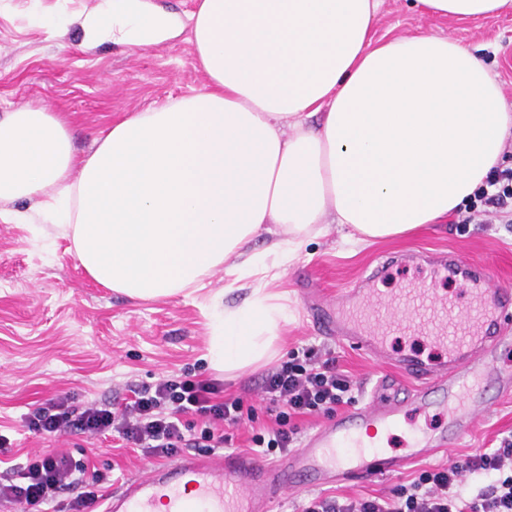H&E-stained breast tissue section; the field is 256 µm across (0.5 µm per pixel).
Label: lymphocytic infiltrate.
<instances>
[{"label": "lymphocytic infiltrate", "mask_w": 512, "mask_h": 512, "mask_svg": "<svg viewBox=\"0 0 512 512\" xmlns=\"http://www.w3.org/2000/svg\"><path fill=\"white\" fill-rule=\"evenodd\" d=\"M121 403L71 405L69 397L50 399L25 417L34 433L91 436L112 433L152 458H168L183 448L211 451L228 444L226 427L254 417L242 398L222 397V385L191 374L164 378L152 386L129 385ZM263 393L276 408L274 425L254 433L260 454L287 451L307 416H330L351 390L336 359L314 349L291 352L263 379ZM84 461L67 454H35L17 465L14 477L0 482V502L11 505L48 504L71 491L73 512H84L96 501ZM301 512H512V434L498 447L482 448L464 459L422 471L410 484L377 494L338 501L314 497Z\"/></svg>", "instance_id": "f902f5d3"}]
</instances>
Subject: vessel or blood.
Segmentation results:
<instances>
[{"mask_svg": "<svg viewBox=\"0 0 512 512\" xmlns=\"http://www.w3.org/2000/svg\"><path fill=\"white\" fill-rule=\"evenodd\" d=\"M442 277L473 278L469 307L458 313L454 302L422 285L386 294L388 271L377 266L355 288L317 304L311 317L328 339L364 349L376 362L390 363L415 379L405 395L390 378L375 381L366 403L309 434L300 448L262 463L229 453L213 458L185 456L131 477L109 494L103 512H260L261 506L290 490L333 481L368 479L395 472L468 436L477 415L489 410L482 392L496 386L512 395V370L497 366V354L512 346V331L501 312L512 307V291L496 287L488 266L453 257L438 268ZM431 337L441 350L439 363L411 351L394 354L388 345L397 325ZM448 416V429L411 430L405 451L393 455L369 441L371 427H404L410 410Z\"/></svg>", "mask_w": 512, "mask_h": 512, "instance_id": "b4317fda", "label": "vessel or blood"}]
</instances>
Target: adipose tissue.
<instances>
[{"instance_id": "obj_1", "label": "adipose tissue", "mask_w": 512, "mask_h": 512, "mask_svg": "<svg viewBox=\"0 0 512 512\" xmlns=\"http://www.w3.org/2000/svg\"><path fill=\"white\" fill-rule=\"evenodd\" d=\"M440 18L512 0H412ZM378 0H200L188 19L147 0H98L89 42L148 48L189 31L201 89L116 121L77 156L68 122L24 107L0 118V220L33 202L83 271L133 300L188 295L223 271L242 305L209 300L212 368L276 354L288 321L270 290L308 240L394 237L460 213L512 135L478 49L429 34L376 39ZM268 235L263 249L254 241Z\"/></svg>"}]
</instances>
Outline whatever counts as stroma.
Listing matches in <instances>:
<instances>
[{
	"label": "stroma",
	"mask_w": 512,
	"mask_h": 512,
	"mask_svg": "<svg viewBox=\"0 0 512 512\" xmlns=\"http://www.w3.org/2000/svg\"><path fill=\"white\" fill-rule=\"evenodd\" d=\"M96 0H0V117L21 107L61 113L73 131L78 153L94 150L112 122L202 88L190 43L179 37L143 50L110 43L89 46L75 14ZM55 15L57 34L47 37L44 15ZM426 33L483 49L491 71L512 108V9L476 19H438L421 14L409 0H380L372 35L377 39ZM50 224L0 221V476L29 453L63 451L83 458L91 470L126 480L153 466L151 458L117 441L75 433L33 434L22 426L25 413L57 396L77 405L122 399L128 384L152 385L184 372L214 379L225 393L258 408L257 419L228 428V451L248 453L253 430L270 426L258 388L264 367L234 375L210 369L204 360L210 336L208 295L225 292L223 273L191 296L137 301L91 280ZM437 256L452 251L472 263L488 264L499 287L512 289V215L484 220L452 215L416 232L368 242L343 240L337 228L312 240L275 281L288 295L290 317L280 330L281 354L307 347L332 352L363 403L383 367L363 349L323 338L304 305V291L333 297L353 287L364 269L387 252ZM421 283L465 307L469 284L439 280L428 267H394L388 289ZM512 433V396L499 399L455 448L410 462L402 470L362 481L327 483L286 493L267 512H300L309 495L358 497L410 483L421 470L458 460L477 448L495 447Z\"/></svg>",
	"instance_id": "1"
}]
</instances>
